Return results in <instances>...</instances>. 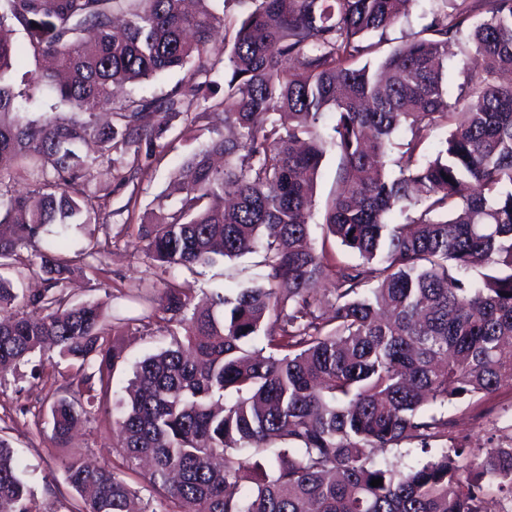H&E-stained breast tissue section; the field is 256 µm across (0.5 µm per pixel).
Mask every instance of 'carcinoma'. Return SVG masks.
Listing matches in <instances>:
<instances>
[{
  "mask_svg": "<svg viewBox=\"0 0 512 512\" xmlns=\"http://www.w3.org/2000/svg\"><path fill=\"white\" fill-rule=\"evenodd\" d=\"M228 3L249 5L211 50ZM0 0V163L32 185L10 189L0 166V365L30 363L45 348L76 367L50 405L54 445L117 393L121 352L105 334L104 303L73 304L63 282L100 270L105 248L68 251L73 226L95 210V139L119 183L133 180L141 151L162 142L203 84L224 78V127L190 152L176 176L180 206L138 225L143 255L169 275L158 298L122 326H172L183 338L137 361L119 400L113 449L138 473L147 499L111 459L82 453L65 463L82 495L74 512H487L486 492L512 499V445L474 453L431 452L448 438L432 412L455 399L512 389V0L442 7L417 35L377 64L384 35L409 0ZM55 67L34 83L72 108L65 119L30 120L31 95L16 89L12 34ZM470 29L465 81L448 93V42ZM192 66L164 97L114 89ZM108 108L115 122L98 126ZM331 115L332 134L320 123ZM449 128L428 156L429 132ZM340 157L326 234L356 256L337 259L310 240L308 217L327 148ZM450 180H445V177ZM399 213L406 223L388 217ZM41 246L24 270L47 283L18 294V249ZM261 253L257 281L192 305L171 271ZM331 285V298L317 286ZM38 311L14 312L17 304ZM257 339L269 349L252 351ZM417 441L429 459L404 469L383 454ZM382 485L371 486L374 479ZM254 484L242 495V483ZM17 451L0 437V512H36Z\"/></svg>",
  "mask_w": 512,
  "mask_h": 512,
  "instance_id": "obj_1",
  "label": "carcinoma"
}]
</instances>
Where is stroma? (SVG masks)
<instances>
[{"mask_svg":"<svg viewBox=\"0 0 512 512\" xmlns=\"http://www.w3.org/2000/svg\"><path fill=\"white\" fill-rule=\"evenodd\" d=\"M224 123L215 111H208L198 124L193 140L179 151L165 156L140 157L142 176L133 186L117 188L108 156L98 154L96 147H87L93 157L92 188L102 202L95 221L83 225L76 233L77 244L94 238L107 243L108 254L104 271L99 275L74 272L64 284V291L73 303L100 300L106 315L116 318L140 316L142 306L129 302L128 289L156 284L161 270L146 262L142 242L130 232L131 225L148 221L151 216L168 212L177 203L179 194L174 183V172L185 154L196 149L210 137L211 130L223 129ZM340 158L335 150H328L318 171L315 183L314 206L308 219L310 237L314 245H327L338 259H350L349 251L335 241H324L323 223L326 205L337 188ZM256 255L248 254L233 260L199 266L194 271L179 270L180 280L190 284L195 301H202L214 291L232 292L249 285L256 273ZM114 342L122 350L116 376L128 382L134 362L168 347L170 337L154 333L146 335L129 326ZM72 373L71 367L56 353L47 352L35 358L33 364L20 365L0 373V437L9 440L21 457L35 501L41 512H72L79 501L78 494L65 482L63 463L71 450H80L88 461L99 462L112 457L114 465H121V457L112 454V421L116 413V398L105 401L95 420L84 423L72 436L67 446H54L48 411L54 397L60 394ZM512 407V390L498 393L472 404L458 399L449 403L444 412L448 428L460 432L468 428L472 448H482L492 434L504 430L505 421L499 420L501 410Z\"/></svg>","mask_w":512,"mask_h":512,"instance_id":"obj_1","label":"stroma"}]
</instances>
